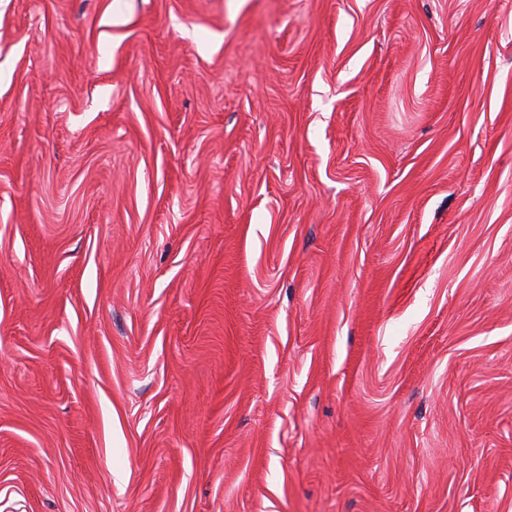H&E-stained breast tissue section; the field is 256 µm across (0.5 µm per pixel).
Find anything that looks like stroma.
<instances>
[{
	"instance_id": "obj_1",
	"label": "stroma",
	"mask_w": 512,
	"mask_h": 512,
	"mask_svg": "<svg viewBox=\"0 0 512 512\" xmlns=\"http://www.w3.org/2000/svg\"><path fill=\"white\" fill-rule=\"evenodd\" d=\"M0 512H512V0H0Z\"/></svg>"
}]
</instances>
